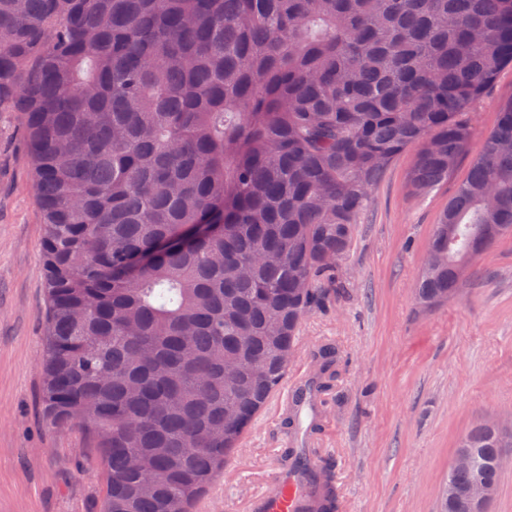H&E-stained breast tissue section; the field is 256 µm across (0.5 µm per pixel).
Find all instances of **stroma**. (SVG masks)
<instances>
[{"mask_svg": "<svg viewBox=\"0 0 512 512\" xmlns=\"http://www.w3.org/2000/svg\"><path fill=\"white\" fill-rule=\"evenodd\" d=\"M512 101V67L473 110L476 137ZM408 148L372 187L341 287L303 318L284 377L324 373L310 433L331 470L337 512H437L461 436L474 424L512 425V237L472 260L458 297L430 310L417 275L441 212L466 176L461 161L425 199L408 188ZM18 113L0 112V512H97L106 479L84 428L46 422L39 358L44 331V226ZM333 348L330 371L319 354ZM273 392L204 492L209 512H246L296 451L297 424Z\"/></svg>", "mask_w": 512, "mask_h": 512, "instance_id": "35a3bbf8", "label": "stroma"}]
</instances>
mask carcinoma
<instances>
[{
    "label": "carcinoma",
    "instance_id": "cac0c4a2",
    "mask_svg": "<svg viewBox=\"0 0 512 512\" xmlns=\"http://www.w3.org/2000/svg\"><path fill=\"white\" fill-rule=\"evenodd\" d=\"M509 66L512 0H0V109L44 224L42 414L95 442L99 512H192L372 186L412 145V195L448 180ZM511 234L512 102L434 227L419 306ZM459 447L497 487L512 429ZM309 481L329 512L328 469Z\"/></svg>",
    "mask_w": 512,
    "mask_h": 512
}]
</instances>
